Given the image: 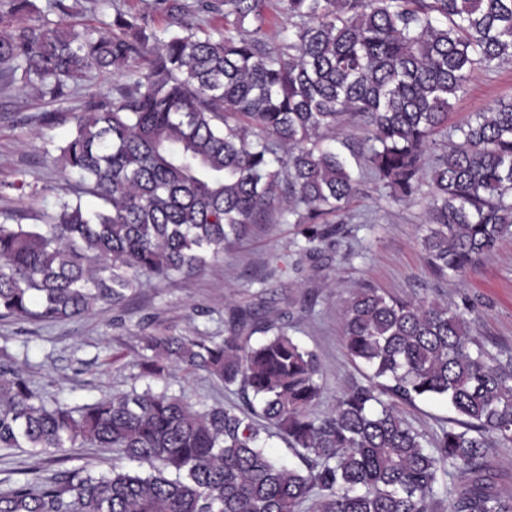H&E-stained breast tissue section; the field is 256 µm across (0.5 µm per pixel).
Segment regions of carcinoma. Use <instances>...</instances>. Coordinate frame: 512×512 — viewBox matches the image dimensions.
<instances>
[{
  "label": "carcinoma",
  "instance_id": "carcinoma-1",
  "mask_svg": "<svg viewBox=\"0 0 512 512\" xmlns=\"http://www.w3.org/2000/svg\"><path fill=\"white\" fill-rule=\"evenodd\" d=\"M152 0L110 21L59 20L35 0H0V80L57 100L96 71L127 82L91 97L58 147L81 197L40 224L0 222V317L71 319L118 308L141 277L203 271L250 225L296 224L312 260L362 194L366 166L389 202L425 201L434 275L459 276L512 237V100L448 127L450 100L478 69L512 61V0ZM224 21L199 35L201 18ZM358 126L354 141L336 135ZM468 306L361 288L343 343L369 371L334 407L317 354L283 322L236 307L224 340L151 334L139 376L174 365L237 388L241 402L199 411L167 391L133 389L79 410L49 407L25 373L0 365V449L59 463L108 448L151 472L57 470L0 491V512H512L483 463L512 446V354L472 334ZM263 339L253 344L251 338ZM392 402H387L384 397ZM443 398L458 418L433 433L394 402ZM275 428L299 459L266 447Z\"/></svg>",
  "mask_w": 512,
  "mask_h": 512
}]
</instances>
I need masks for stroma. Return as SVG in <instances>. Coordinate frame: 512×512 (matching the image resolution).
<instances>
[{"mask_svg": "<svg viewBox=\"0 0 512 512\" xmlns=\"http://www.w3.org/2000/svg\"><path fill=\"white\" fill-rule=\"evenodd\" d=\"M119 76L94 71L70 96L53 100L14 84L0 88V214L22 215L39 223L62 195L76 197L77 175L62 172L49 153L74 131L72 113L89 96L111 99ZM512 99V62L474 72L464 92L451 101L449 124ZM384 189L366 179L351 205L353 217L337 225L317 262L299 259L295 270L275 273L277 256L293 254L301 241L296 225L256 224L204 273L160 283L144 278L124 308H98L57 322L0 318V350H7L46 401L78 407L106 393L144 388L135 380L141 338L149 333L222 339L232 309L255 303L262 314H285L289 332L316 352L325 412L367 370L352 361L343 344L344 302L361 288L407 298H426L448 307L470 301L475 335L512 351V238L502 240L494 256L465 276L441 279L424 260V204H387ZM167 386L196 409L238 401L237 393L180 367L170 370ZM397 411L419 430L432 433L454 418L443 401L400 403Z\"/></svg>", "mask_w": 512, "mask_h": 512, "instance_id": "stroma-1", "label": "stroma"}]
</instances>
